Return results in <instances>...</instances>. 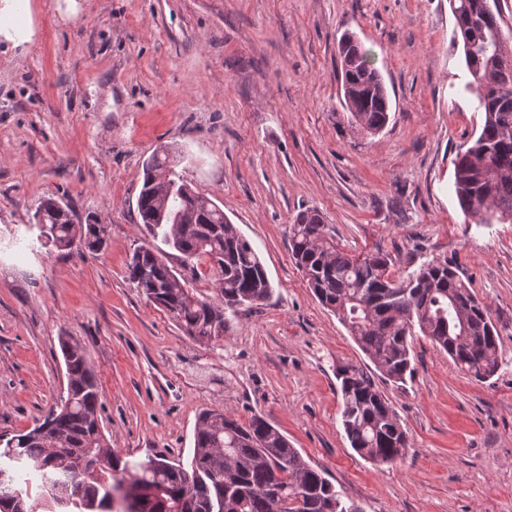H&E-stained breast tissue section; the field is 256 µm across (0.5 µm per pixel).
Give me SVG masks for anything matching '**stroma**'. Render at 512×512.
Listing matches in <instances>:
<instances>
[{"label": "stroma", "mask_w": 512, "mask_h": 512, "mask_svg": "<svg viewBox=\"0 0 512 512\" xmlns=\"http://www.w3.org/2000/svg\"><path fill=\"white\" fill-rule=\"evenodd\" d=\"M20 20L30 39L0 35V434L32 429L65 396L66 339L123 457L188 458L206 409L262 414L366 512H512V224L475 223L453 191L482 117L449 0H29ZM347 33L391 101L375 135L342 105ZM162 148L273 288L209 346L127 274L149 239L144 164ZM48 197L104 224L106 248L39 241ZM306 209L347 251L388 253L394 276L457 262L501 332L489 379L420 336L406 388L375 374L410 442L396 462L371 463L345 437L336 367L374 366L291 257L288 227Z\"/></svg>", "instance_id": "stroma-1"}]
</instances>
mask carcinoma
Wrapping results in <instances>:
<instances>
[{"label": "carcinoma", "mask_w": 512, "mask_h": 512, "mask_svg": "<svg viewBox=\"0 0 512 512\" xmlns=\"http://www.w3.org/2000/svg\"><path fill=\"white\" fill-rule=\"evenodd\" d=\"M450 4L456 19L452 42L470 44L463 51L467 89L476 94L475 111L483 114L479 134L457 155L454 192L477 223L512 224V80L504 83L498 70V60H512V39L503 33L498 0ZM339 57L351 127L375 135L390 112L382 75L349 34L340 40ZM137 209L152 241L133 253L129 278L195 341H220L229 316L271 297V282L250 242L216 202L173 171L168 150L147 160ZM70 212L53 198L41 201L36 214L47 242L58 250H103V228L74 224ZM288 247L320 304L388 380L404 385L412 379L416 336L477 379L498 372L500 332L490 306L448 259L433 258L395 278L388 254L345 252L315 209L295 216ZM171 250L193 279L201 276V260L210 263L211 293L189 287L188 278L167 264ZM61 352L67 394L46 415L49 429L11 437L13 458L39 483L34 489L20 486L0 466V512H116L109 493L121 480L130 499L126 512H364L343 500L325 472L310 466L261 415L242 421L203 412L187 466L156 455L139 461L121 456L96 424L100 390L80 348L64 341ZM336 378L351 448L376 464L403 457L407 433L373 378L354 365L337 367Z\"/></svg>", "instance_id": "cac0c4a2"}]
</instances>
